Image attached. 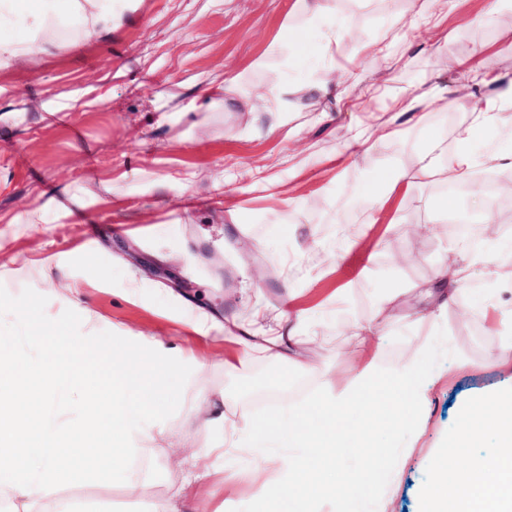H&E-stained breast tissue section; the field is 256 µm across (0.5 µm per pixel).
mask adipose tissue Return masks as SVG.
<instances>
[{
    "instance_id": "adipose-tissue-1",
    "label": "adipose tissue",
    "mask_w": 512,
    "mask_h": 512,
    "mask_svg": "<svg viewBox=\"0 0 512 512\" xmlns=\"http://www.w3.org/2000/svg\"><path fill=\"white\" fill-rule=\"evenodd\" d=\"M126 8V0H0V30L21 23L29 34L23 42L0 33V66L19 61L37 46L36 39L47 33L63 13H71L80 22L85 37L109 31ZM293 10L304 20L303 29L293 31L284 43V51L299 56L306 50L307 30H316L323 43L335 40L340 25H354L353 17L336 11V0H294ZM466 82L494 87L495 96L483 108L471 112L457 134V147L444 166L433 156H424L415 175L398 168L387 169L380 187L369 192L365 205L381 213L398 187L414 186L418 181L441 176L449 185L464 182L476 170L512 168V149L486 147L488 139L512 137V79L483 69L479 60L462 68ZM336 89L333 71L305 83H286L269 95L260 97L261 112H284L289 97L311 93L330 95ZM482 265L486 276L512 286V247L498 246L490 254L467 252L449 271L436 272L432 281L420 289L424 299L444 308L456 297L471 290V268ZM389 310L388 302L377 308V321L352 324L349 332L360 355V366L349 390L339 392L334 382H326L320 397L296 412L292 418L277 417L260 421H228L214 412L211 401L196 402L185 421L222 429V439L213 449L220 454L241 449L243 436L254 446L269 437L287 441L291 454L275 459L276 481L265 473L244 471L256 512H317L327 498L336 501V512H348L351 501L370 502L380 482L390 477L391 469L382 456H374L364 466L342 468V449L373 447L381 432L396 431L414 422L418 409L427 402L439 377L421 369L415 356L405 358L398 369L380 372L372 353L374 336L382 330L381 319ZM304 314H283L276 324L256 317L249 339L243 340V356L260 352L278 362L303 364L294 347L299 341ZM494 431L497 451L488 458L473 459L466 451L475 447L486 431ZM454 455H440L434 463V485L428 494L424 512H512V392L483 398L460 415L450 439Z\"/></svg>"
}]
</instances>
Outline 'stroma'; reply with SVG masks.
<instances>
[{
	"instance_id": "1",
	"label": "stroma",
	"mask_w": 512,
	"mask_h": 512,
	"mask_svg": "<svg viewBox=\"0 0 512 512\" xmlns=\"http://www.w3.org/2000/svg\"><path fill=\"white\" fill-rule=\"evenodd\" d=\"M292 4L129 0L111 33L85 38L72 18L42 36L40 49L0 68V286L13 296L27 287L46 296L45 312L56 318L64 311L59 293L80 280L97 331L142 344L160 338L192 368L177 412L137 451L135 487L70 484L57 500L99 512H213L219 502L206 488L214 482L224 486L233 512L248 507L242 470L268 467L281 442L268 440L259 452L225 463L214 459L208 448L215 430L183 424L192 396L210 395L228 420L258 421L273 406L293 412L324 382L322 374L260 354L233 360L236 338L257 308L271 322L306 311L302 332L316 339L303 343L304 354L332 368L343 390L356 366L346 324L371 319L384 297L397 294L375 341L378 365L391 370L414 352L443 378L415 425L380 434L378 451L391 459L396 485L355 512H422L433 461L447 451L461 409L512 389V362L494 359L502 334L480 309L488 297L511 310L512 288L480 276L437 321L416 318L423 304L412 288L434 277L455 239L439 221L445 194L437 181L395 193L375 224L362 205L392 164L412 172L429 152L447 162L468 109L485 102V90L459 80L460 61L476 47L485 49L486 68L512 77V0H503L492 22L481 17L484 0H459L439 35L398 24L408 0H398L392 13L381 0H337L340 15L356 17L355 28L326 46L312 41L304 60L280 51L289 29L302 24ZM394 36L401 46L389 58L367 52L368 43ZM329 69L348 75L335 95L305 94L284 112L253 111L254 97ZM240 73L248 94L186 111L204 88ZM430 76L464 97V106H430L428 135L377 142L342 167L350 125L381 130L403 121L390 104L366 100L367 83L410 99L426 91ZM291 154L302 176L289 170ZM254 166L279 183L275 196L252 191L241 178ZM189 169L197 177L188 192L158 187L164 174ZM218 172L225 175L220 194L206 179ZM73 195L86 204L75 217L46 212L49 200L65 204ZM41 210L44 221L31 223ZM349 241L355 252L333 265ZM340 284L336 303L329 295ZM201 315L212 326L205 336L194 330ZM190 468L202 489L185 498L179 489Z\"/></svg>"
}]
</instances>
